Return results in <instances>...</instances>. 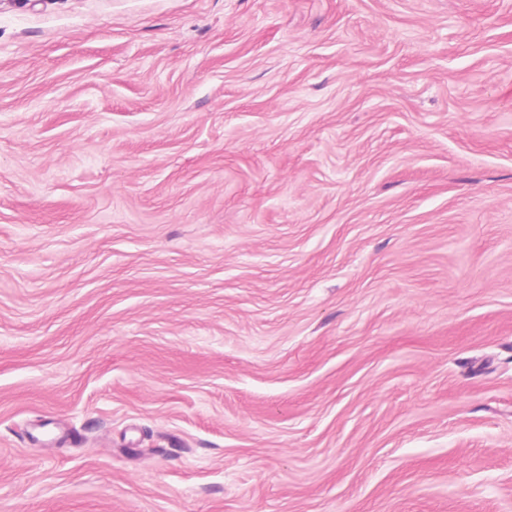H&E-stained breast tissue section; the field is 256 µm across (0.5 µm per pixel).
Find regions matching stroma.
<instances>
[{"label": "stroma", "instance_id": "35a3bbf8", "mask_svg": "<svg viewBox=\"0 0 512 512\" xmlns=\"http://www.w3.org/2000/svg\"><path fill=\"white\" fill-rule=\"evenodd\" d=\"M0 512H512V0H0Z\"/></svg>", "mask_w": 512, "mask_h": 512}]
</instances>
